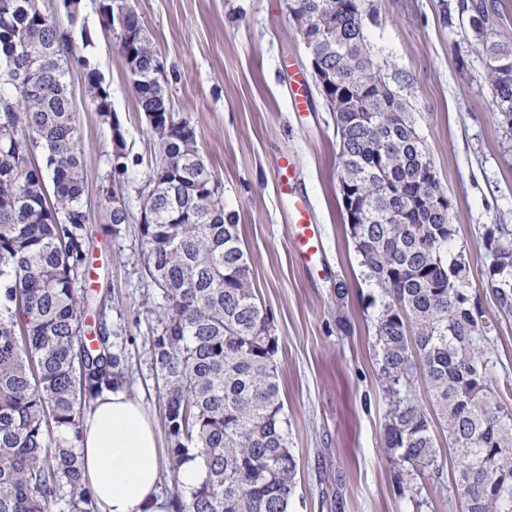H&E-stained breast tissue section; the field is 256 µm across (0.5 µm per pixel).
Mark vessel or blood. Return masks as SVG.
Masks as SVG:
<instances>
[{"instance_id":"b4317fda","label":"vessel or blood","mask_w":512,"mask_h":512,"mask_svg":"<svg viewBox=\"0 0 512 512\" xmlns=\"http://www.w3.org/2000/svg\"><path fill=\"white\" fill-rule=\"evenodd\" d=\"M276 179L280 196L288 200V219L298 256L308 260L320 247V230L310 217L307 200L295 191V168L289 157L278 159Z\"/></svg>"}]
</instances>
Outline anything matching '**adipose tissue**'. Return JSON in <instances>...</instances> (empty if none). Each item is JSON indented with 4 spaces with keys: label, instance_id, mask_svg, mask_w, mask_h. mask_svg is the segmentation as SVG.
Listing matches in <instances>:
<instances>
[{
    "label": "adipose tissue",
    "instance_id": "adipose-tissue-1",
    "mask_svg": "<svg viewBox=\"0 0 512 512\" xmlns=\"http://www.w3.org/2000/svg\"><path fill=\"white\" fill-rule=\"evenodd\" d=\"M78 447L101 512H172L158 488L161 449L154 423L125 388L104 393L87 410Z\"/></svg>",
    "mask_w": 512,
    "mask_h": 512
}]
</instances>
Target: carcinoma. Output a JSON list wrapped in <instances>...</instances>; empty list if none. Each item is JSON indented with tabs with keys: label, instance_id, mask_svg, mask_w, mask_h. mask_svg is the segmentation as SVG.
<instances>
[{
	"label": "carcinoma",
	"instance_id": "carcinoma-1",
	"mask_svg": "<svg viewBox=\"0 0 512 512\" xmlns=\"http://www.w3.org/2000/svg\"><path fill=\"white\" fill-rule=\"evenodd\" d=\"M112 35L115 5L96 0ZM309 17L306 36L319 64L337 75L339 182L352 188L360 223L349 229L360 265L378 288L376 358L388 397L385 444L392 462L443 465L431 420L409 397L423 372L433 410L458 458L455 483L466 512H512V405L498 397L487 345L494 324L475 303L471 267L457 244L452 207L412 113L373 55L365 0H285ZM68 25L36 0H0V59L12 55L18 79H0V512H100L76 448L80 415L105 391L124 386L127 360L107 327L86 325L91 261L84 204L81 132L67 83L72 26L81 7L62 0ZM486 52L492 108L512 133V42L490 33L484 5L460 0ZM133 42L116 43L144 114L160 113L151 172L165 161L158 194L142 198L156 223L139 225L143 273L165 301L153 332L168 462L176 471L200 458L199 486L172 495L174 512H290L297 459L280 400L273 318L257 302L238 225L216 176L184 137L185 120L154 81L164 65L141 16L126 15ZM85 90L112 124L109 88L86 57ZM358 98L362 111L342 106ZM129 152L111 166L129 182ZM485 276L512 312V234L484 226Z\"/></svg>",
	"mask_w": 512,
	"mask_h": 512
}]
</instances>
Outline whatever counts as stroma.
I'll list each match as a JSON object with an SVG mask.
<instances>
[{
    "label": "stroma",
    "mask_w": 512,
    "mask_h": 512,
    "mask_svg": "<svg viewBox=\"0 0 512 512\" xmlns=\"http://www.w3.org/2000/svg\"><path fill=\"white\" fill-rule=\"evenodd\" d=\"M457 0H366L367 32L392 85L417 120L437 175L453 201L457 242L472 269V289L498 322L490 342L491 377L512 398V314L501 312L483 276L489 258L481 234L488 224L512 230V136L491 109L486 57L470 29L449 27ZM90 47L75 48L67 81L84 151V201L93 236L92 289L107 295L106 318L128 361L126 389L163 424L149 353L162 313L157 288L141 273L137 225L109 231L103 190L111 186V134L85 94L79 56L110 87L126 145L141 165L135 189L154 155L144 113L123 58L102 33L93 0H83ZM150 40L178 78L173 108L194 127L198 147L237 216L243 250L259 301L272 314L278 341L280 396L298 460L291 512H463L451 490L455 454L434 426L449 488L435 491L393 464L385 450L387 404L378 380L375 320L379 291L366 280L343 219L336 137L315 85L295 108L297 78L311 76L308 56L284 0H135ZM288 155L297 192L322 229L314 264L296 262L288 206L276 191V162Z\"/></svg>",
    "instance_id": "stroma-1"
}]
</instances>
